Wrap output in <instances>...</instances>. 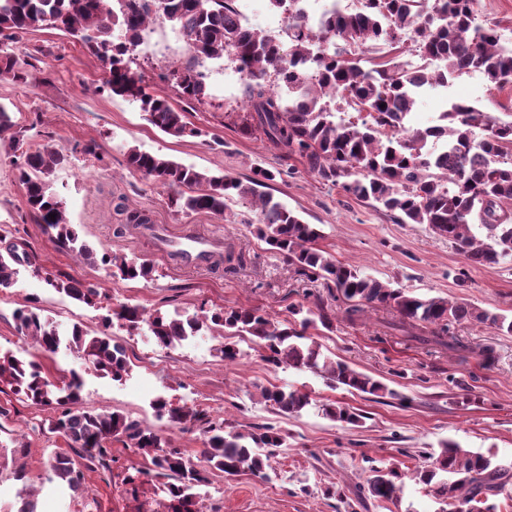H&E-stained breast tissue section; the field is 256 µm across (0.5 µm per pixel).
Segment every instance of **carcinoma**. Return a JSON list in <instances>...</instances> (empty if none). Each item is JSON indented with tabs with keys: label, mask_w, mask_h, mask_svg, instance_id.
Masks as SVG:
<instances>
[{
	"label": "carcinoma",
	"mask_w": 512,
	"mask_h": 512,
	"mask_svg": "<svg viewBox=\"0 0 512 512\" xmlns=\"http://www.w3.org/2000/svg\"><path fill=\"white\" fill-rule=\"evenodd\" d=\"M109 2L0 0V38L13 41L31 29L48 27L77 39L108 70L106 85L113 94L139 103L146 120L160 131L195 137L199 129L190 126L185 114L166 98L149 93L142 76L131 67V55L146 27L158 18L173 22L195 57L219 59L233 53L247 80L244 129L261 131L288 156L298 157L314 178L398 214L403 224L428 225L435 235L453 242L471 264L491 267L512 257V119L490 116L469 104H453L425 128L410 124L423 91L446 89L449 80L464 74L481 73L496 87L512 85V44L503 41L496 29L476 23L473 0H360L361 7L354 11L342 7V0H331L314 24L301 7L304 0H270L287 22L286 51L263 31L245 24L231 0H118L117 11ZM407 38L416 44L421 60L412 69L396 63ZM340 41L344 46H338ZM377 42L390 47L394 56L383 61L366 56ZM28 66V60L13 52L0 54V74L25 83ZM268 76L279 85L265 83ZM163 80L172 82L185 99L203 103L208 98L204 75L190 66L173 68ZM336 98L357 112V119L336 118L327 104ZM126 154L129 168L166 187L171 205L184 213L223 214L228 200L251 201L260 240L309 279L333 283L351 324L382 306L395 313L389 328L407 333L413 341L474 353L483 364L493 362V348L476 351L451 328L477 322L512 333V318L441 297L422 298L335 260L318 246L322 234L317 225L304 222L296 211L263 192L276 178L269 169L258 168L254 177L242 181L135 146ZM69 160L67 151L50 139L26 144L15 165L36 222L54 232L60 248L93 263V251L70 224L66 200L51 191L56 169ZM117 211L125 214L122 231L150 223L138 210L120 205ZM475 227L483 230V237L473 232ZM0 245L5 250L0 253V290L13 284L15 263L41 271L32 254L18 253L6 225H0ZM242 262V255L226 247L215 253L213 266L233 270ZM112 268V276L121 280L146 279L152 272L151 263L136 256H114ZM44 281L90 307L109 300L90 283L49 272L44 273ZM287 312L289 319L251 307L228 308L204 319L178 312L173 317L146 318L140 305L122 303L114 315L130 330L148 324L165 347L214 328L226 339L220 353L227 361L240 356L234 339L247 337L278 367L307 369L331 387L375 398L398 396L374 376L322 358L320 345L307 330L319 325L330 329L335 316L320 298L311 307L290 305ZM15 320L18 331L37 343L40 354L28 360L0 354V383L32 404L53 410L49 431L61 434L76 456L104 470L113 461L107 442L131 443L146 461L139 473L170 480L168 502L163 510L152 512H199L194 486L208 482L215 473L266 479L271 459L285 447L280 429L272 424L240 432L211 423L201 451L206 467L199 468L168 438L140 421L86 408L77 375L60 376L62 386H57L40 359L57 348V332L31 309L18 310ZM71 344L87 364L114 378L127 369L124 346L107 333L90 336L76 326ZM257 391L261 401L284 416H298L311 405V395L299 389L259 386ZM154 409L159 418L183 430L206 418L205 413L176 406L163 396L155 400ZM322 413L345 424L361 422L360 414L334 403L322 405ZM440 448L437 454L419 452L424 463L415 475L439 504V512H497L492 499L500 495V488L512 484V462L499 463L448 440ZM47 472L49 482L82 492L83 472L69 455H50ZM398 478L391 467L372 466L366 484L356 487L354 494L359 500L367 496L392 500L400 491Z\"/></svg>",
	"instance_id": "cac0c4a2"
}]
</instances>
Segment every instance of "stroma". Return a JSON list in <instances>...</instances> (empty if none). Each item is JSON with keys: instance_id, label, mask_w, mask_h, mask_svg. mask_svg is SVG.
<instances>
[{"instance_id": "obj_1", "label": "stroma", "mask_w": 512, "mask_h": 512, "mask_svg": "<svg viewBox=\"0 0 512 512\" xmlns=\"http://www.w3.org/2000/svg\"><path fill=\"white\" fill-rule=\"evenodd\" d=\"M153 27L156 47L148 55L134 52L133 68L144 73L151 93L166 97L185 113L200 136L176 138L152 126L138 103L106 88L97 58L63 32L45 27L28 31L9 48L29 57L30 77L19 83L0 76V104L26 128L31 141L51 138L68 152L70 161L57 169L52 188L65 198L70 223L97 261L89 264L59 249L36 223L16 178L17 152L6 136L0 138V224L10 225L15 240L37 255L50 273L94 284L114 306L132 303L150 313L201 316L223 308L257 307L283 317L288 305L305 302L307 293L319 295L336 315L333 329L317 332L322 352L375 375L401 397L366 398L330 387L312 371L274 367L264 361L263 349L249 340L240 342L243 356L238 362L225 363L219 352L224 339L214 331L176 347L159 346L148 327L131 333L121 322H107V309L79 304L48 288L25 265L18 266L13 286L0 290V352L22 359L35 353L14 319L15 311L26 307L53 323L64 337L76 324L92 335L109 332L126 350L127 371L121 379L89 368L65 340L44 357L47 370L55 376L79 373L88 408L141 421L195 462L204 447L201 426L182 431L158 419L153 408L157 396L205 411L229 429L277 426L288 446L272 459L268 479L210 476L198 489L200 512H339V493L364 484L374 464L397 466L405 475L403 489L391 501H362L355 512H438V504L412 478L422 464L419 450L437 451L440 441L449 439L471 452L511 461L512 334L482 324L457 327L464 344L494 349L495 361L484 367L475 358L463 362L456 353L385 332L383 310L348 323L337 314L335 289L309 282L257 238L250 203L230 200L223 215L177 211L166 188L130 171L126 150L135 146L243 180L259 167L275 171L269 193L320 227L323 250L421 297H445L512 316V257L492 267L470 265L454 244L435 236L427 225L398 223L393 214L316 180L299 159L288 157L261 132L243 130L245 80L232 55L194 58L170 22L159 19ZM176 66L204 74L207 103L187 100L163 81V74ZM449 97L473 102L493 116L512 113V85L496 88L477 73L456 79ZM89 143L95 146L91 155L84 151ZM121 204L145 211L156 224L221 236L243 252L245 263L231 273L220 267L175 268L159 256L153 239L132 230L117 234ZM115 254L149 259L151 279L113 278L107 260ZM260 385L305 390L313 404L295 417L279 415L258 402ZM466 391L474 401L464 406L459 399ZM327 402L354 408L364 417L361 426L343 427L326 418L321 406ZM50 416V411L19 400L11 390L0 391V512H18L25 489L36 512H136L143 504L165 503L164 479L126 484V476L145 462L133 447L119 442L111 445V474L99 467L86 470L87 492L74 496L48 483L45 460L67 446L61 435L49 432ZM20 466L27 481L13 476Z\"/></svg>"}]
</instances>
